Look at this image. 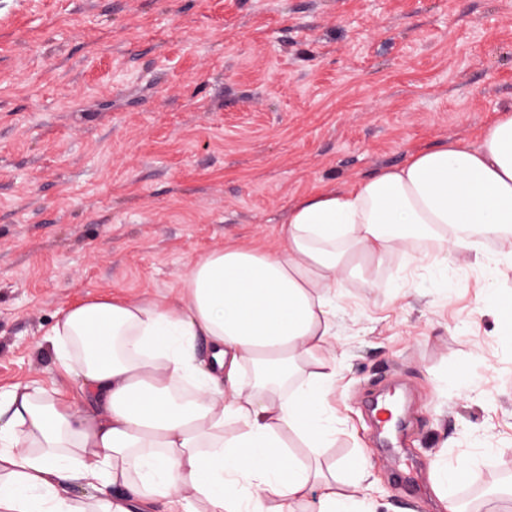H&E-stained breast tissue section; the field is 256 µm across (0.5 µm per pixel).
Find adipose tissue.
<instances>
[{"mask_svg":"<svg viewBox=\"0 0 512 512\" xmlns=\"http://www.w3.org/2000/svg\"><path fill=\"white\" fill-rule=\"evenodd\" d=\"M278 234L282 254L228 243L199 258L168 301L68 309L51 331L56 365L93 408L37 385L0 392V512H360L363 457L338 482L290 445L336 434V292L423 243L444 268L512 239V110L478 144L303 195Z\"/></svg>","mask_w":512,"mask_h":512,"instance_id":"ef3b65f1","label":"adipose tissue"}]
</instances>
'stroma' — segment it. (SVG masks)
<instances>
[{
  "label": "stroma",
  "mask_w": 512,
  "mask_h": 512,
  "mask_svg": "<svg viewBox=\"0 0 512 512\" xmlns=\"http://www.w3.org/2000/svg\"><path fill=\"white\" fill-rule=\"evenodd\" d=\"M512 109V0H0V390L86 410L47 339L70 306L181 287L321 186L476 141ZM398 254L336 295L329 471L364 455L367 512H441L431 475L470 462L464 512L512 485V267ZM402 390L381 447L365 401Z\"/></svg>",
  "instance_id": "35a3bbf8"
}]
</instances>
